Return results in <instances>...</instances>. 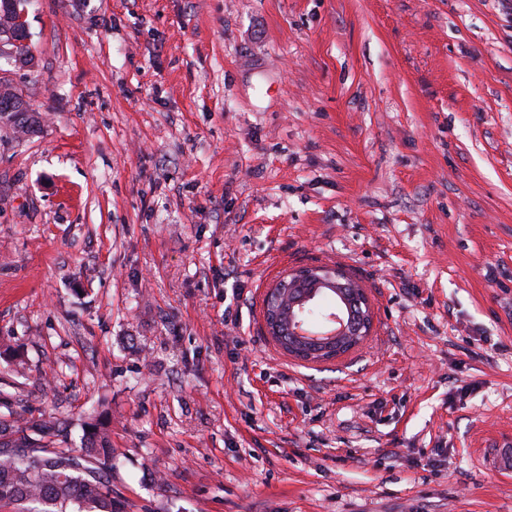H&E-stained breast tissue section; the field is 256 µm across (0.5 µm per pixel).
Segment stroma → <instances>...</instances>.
<instances>
[{
    "instance_id": "35a3bbf8",
    "label": "stroma",
    "mask_w": 512,
    "mask_h": 512,
    "mask_svg": "<svg viewBox=\"0 0 512 512\" xmlns=\"http://www.w3.org/2000/svg\"><path fill=\"white\" fill-rule=\"evenodd\" d=\"M0 420L112 413L124 512H512V0H29ZM373 327L304 364L284 271ZM340 266L319 265L317 267H308L296 270L295 272H288L284 274V278L278 281L272 288L269 289L265 307V324L267 334L278 340V343L292 346V342L302 341L316 345H325L327 343L337 342L342 338L352 339V346L345 353H339L333 356L331 361H334L353 349L359 347L364 340L370 335L373 319L371 316L370 307L367 298L357 283L344 271ZM288 274V275H287ZM316 274H319L318 276ZM310 277L316 275L320 282L332 286H339L341 288H333L336 290L342 303H336L334 310L329 312L325 317L326 327L324 330L315 331L311 329L309 324L303 321L298 315L294 314V308L299 306V313L303 312V303L309 300L310 296L304 295L302 299L296 300L290 304L288 310V319L286 322H281L279 314L282 308L279 306V291L283 288L288 289V277L291 276ZM340 281V282H338ZM281 282V285H280ZM350 290V296L346 294V290ZM359 308V314L355 317L353 313V304ZM283 328H288L283 331ZM288 333V339L285 338ZM360 336L358 339L357 337Z\"/></svg>"
}]
</instances>
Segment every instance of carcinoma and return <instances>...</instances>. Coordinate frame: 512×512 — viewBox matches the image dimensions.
<instances>
[{"label":"carcinoma","mask_w":512,"mask_h":512,"mask_svg":"<svg viewBox=\"0 0 512 512\" xmlns=\"http://www.w3.org/2000/svg\"><path fill=\"white\" fill-rule=\"evenodd\" d=\"M38 119L14 113L13 126L32 132ZM112 415L101 411L83 421L81 446L71 443L68 424L41 413H14L0 421V506L24 512H123L112 499Z\"/></svg>","instance_id":"obj_1"}]
</instances>
